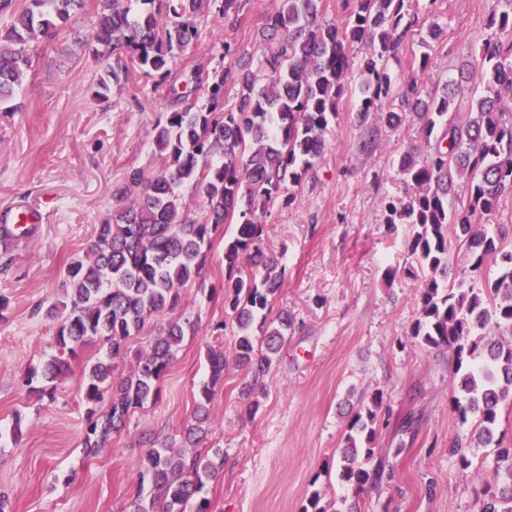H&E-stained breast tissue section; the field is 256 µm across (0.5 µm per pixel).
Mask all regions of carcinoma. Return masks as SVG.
Here are the masks:
<instances>
[{
	"label": "carcinoma",
	"instance_id": "cac0c4a2",
	"mask_svg": "<svg viewBox=\"0 0 512 512\" xmlns=\"http://www.w3.org/2000/svg\"><path fill=\"white\" fill-rule=\"evenodd\" d=\"M144 8L130 16L126 0H98L91 42L104 66L98 87L128 81L141 70L164 80L174 49L188 47L197 36L191 16L205 0H167L166 13ZM266 18L268 40L275 51L268 60L270 75L257 84L246 64L216 70L203 89L206 104H187L155 125L152 144L164 166L155 175L140 170L116 190L124 206L98 225L85 258L72 262L63 281L62 299L48 314L60 319L57 344L71 356L92 343L107 346L105 355L85 374L88 408L85 446L102 448L124 429L130 413L157 401L159 382L186 333L198 322L173 319L182 291L202 279L213 234L238 214L235 235L224 243V302L237 327L236 358L249 368L251 380L242 388L250 412L254 386L270 371L288 340L293 320L281 313L267 321L269 304L283 284L279 259L261 247L264 233L259 215L277 203L293 200L291 188L301 184L327 147L337 103L346 92L351 51L368 46L359 64V112L375 113L391 127L407 116L416 118L424 148L400 156L398 172L406 196L387 204L385 223L411 224V254L434 273L421 294L419 318L411 335L426 345H448L455 351L453 375L459 377L452 408L462 420L473 418L477 446L495 441L498 412L512 400V344L479 342L492 329L512 335V241L500 235L488 217L495 215L501 195L512 191V10L492 9L488 38L468 64V79L487 87L476 99L475 117L465 123L452 112L450 85L437 94L428 88L429 56L415 59L416 76L396 84L385 60L411 38L418 18L406 17L405 0H347V22L323 24L320 0H281ZM87 0H27L0 31V106L7 105L32 66L26 45L51 38ZM237 88V102L224 100V87ZM224 162H213L215 155ZM469 182L465 201L453 204L455 183ZM188 186L203 206V216L185 210L180 189ZM470 254V264L457 285L448 284V225ZM497 278L475 288L487 260ZM262 316L263 338L256 342L253 323ZM154 322L158 333L150 347L136 353L127 373L115 376L128 355L127 342ZM209 376L199 389L192 422L182 449L175 443L146 439L139 463L142 491L122 512H211L201 496L207 481L217 477L224 458L221 448L201 451L209 432L208 404L224 382V350L207 347ZM67 361L54 358L42 372L50 383ZM355 413L345 434L340 479L357 495L377 484L385 465H370L375 408ZM507 480L495 487L482 482L480 512H512V448L497 453L495 474Z\"/></svg>",
	"mask_w": 512,
	"mask_h": 512
}]
</instances>
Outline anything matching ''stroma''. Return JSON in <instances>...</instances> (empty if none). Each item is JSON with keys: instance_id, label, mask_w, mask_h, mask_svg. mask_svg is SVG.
Returning <instances> with one entry per match:
<instances>
[{"instance_id": "35a3bbf8", "label": "stroma", "mask_w": 512, "mask_h": 512, "mask_svg": "<svg viewBox=\"0 0 512 512\" xmlns=\"http://www.w3.org/2000/svg\"><path fill=\"white\" fill-rule=\"evenodd\" d=\"M491 0H408L420 24L436 20L440 38L427 52L435 85L459 83L455 110L467 121L473 84L460 73L491 35ZM276 0H248L242 12L217 21L214 4L194 18L197 36L175 52L166 81L141 73L94 96L103 63L75 46L90 39L96 6L88 4L51 40L31 44L33 66L13 100L0 110V208L41 209L45 223L25 234L0 223V493L12 512H119L138 491L142 439L179 436L191 420L207 375V346L222 345L224 383L209 405L210 446L223 449L224 467L203 494L212 512H305L318 499L340 512L347 487L339 479L341 450L357 410L383 400L374 425L378 458L393 478L366 487L362 512H480L474 473L493 479L499 448H512V404L499 410L495 444L471 448L462 469L449 448L474 422L452 409L451 348L424 346L411 334L421 292L431 273L409 251L413 227L385 223L390 197L403 193L399 155L418 145L419 126L392 130L358 112V67H351L329 144L290 205L262 214L264 247L280 258L284 282L268 313L288 311L294 327L262 386L259 409L248 415L240 389L245 369L233 360L234 327L224 305V243L233 224L221 225L205 263L203 285L187 286L176 314L198 321L159 383L160 396L131 413L108 447L84 446L87 406L84 370L104 349L78 350L43 394L42 377L26 381L58 353L57 319L47 310L60 297L69 265L85 254L98 224L118 207L116 185L132 171L164 166L152 130L177 108L172 89L193 87L237 54L267 80L270 50L262 37ZM232 55H225V46ZM419 422L414 433L401 424Z\"/></svg>"}]
</instances>
